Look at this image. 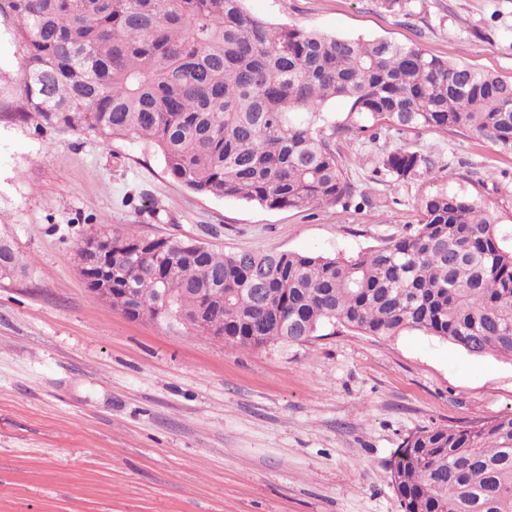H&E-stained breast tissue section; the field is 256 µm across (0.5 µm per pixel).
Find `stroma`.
I'll return each mask as SVG.
<instances>
[{"instance_id": "obj_1", "label": "stroma", "mask_w": 512, "mask_h": 512, "mask_svg": "<svg viewBox=\"0 0 512 512\" xmlns=\"http://www.w3.org/2000/svg\"><path fill=\"white\" fill-rule=\"evenodd\" d=\"M279 26L415 45L512 80V0H245ZM24 60L0 17V236L30 263L0 281V512H402L389 465L408 436L512 411V361L409 330L324 327L233 349L94 299L78 240L108 226L221 252L354 256L463 192L512 237V155L468 133L340 140L360 210H271L195 193L128 137L16 120ZM418 150L431 173L374 178Z\"/></svg>"}]
</instances>
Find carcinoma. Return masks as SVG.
<instances>
[{
  "label": "carcinoma",
  "mask_w": 512,
  "mask_h": 512,
  "mask_svg": "<svg viewBox=\"0 0 512 512\" xmlns=\"http://www.w3.org/2000/svg\"><path fill=\"white\" fill-rule=\"evenodd\" d=\"M244 0H0L25 51L18 117L133 136L156 147L190 190L269 209L347 211L364 198L336 140L382 129L465 131L512 154V81L420 47L352 39L248 13ZM348 105L341 122L324 106ZM394 182L430 173L404 147L374 169ZM408 234L352 257L225 254L154 239L156 267L114 253L112 307L132 319L182 324L212 308L197 334L232 348L295 344L339 324L373 336L419 330L475 356L512 357V245L494 211L467 194L421 200ZM27 263L0 237V279ZM403 512H512V412L405 439L392 464Z\"/></svg>",
  "instance_id": "1"
}]
</instances>
